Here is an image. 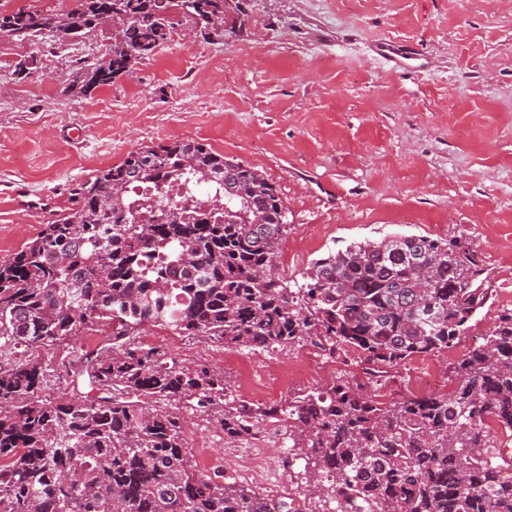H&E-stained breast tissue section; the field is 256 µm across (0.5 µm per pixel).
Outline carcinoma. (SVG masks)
<instances>
[{
  "instance_id": "obj_1",
  "label": "carcinoma",
  "mask_w": 512,
  "mask_h": 512,
  "mask_svg": "<svg viewBox=\"0 0 512 512\" xmlns=\"http://www.w3.org/2000/svg\"><path fill=\"white\" fill-rule=\"evenodd\" d=\"M174 14L199 18L212 42L247 22L246 0H77L0 19L34 44L110 19L108 55L71 87L86 96L163 45ZM147 215L156 223H140ZM287 232L265 173L195 140L143 145L79 184L0 262V512H292L197 469L156 400H191L231 437L288 417L292 451L311 465L306 495L331 491L338 512H512V459L485 427L512 433V310L453 367L448 394L389 403L341 380L286 407L236 405L224 374L135 343L156 326L226 347L353 348L374 377L451 347L493 295L472 245L406 234L331 250L292 287L275 266ZM99 323L112 342L65 365L97 394L44 396L49 368L30 351Z\"/></svg>"
}]
</instances>
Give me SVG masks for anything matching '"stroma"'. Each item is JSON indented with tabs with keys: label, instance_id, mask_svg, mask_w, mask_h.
I'll use <instances>...</instances> for the list:
<instances>
[{
	"label": "stroma",
	"instance_id": "stroma-1",
	"mask_svg": "<svg viewBox=\"0 0 512 512\" xmlns=\"http://www.w3.org/2000/svg\"><path fill=\"white\" fill-rule=\"evenodd\" d=\"M243 33L230 43L169 40L131 75L82 96L67 87L106 53L111 29L51 44L18 43L0 62V261L36 238L68 205L71 189L120 164L143 144L193 139L263 170L290 225L275 263L302 284L328 251L390 233L473 244L495 291L466 336L448 350L411 357L370 384L344 356L315 367L318 347L231 348L158 327L138 336L229 382L228 399L283 404L345 379L383 401L418 396L414 373L452 387V370L501 311L512 310V0H247ZM413 44L401 70L376 41ZM35 56L27 75L16 61ZM307 372L292 377L290 365ZM180 418L197 469L260 490L225 455L212 417L185 402ZM288 437L271 438L272 481L306 486Z\"/></svg>",
	"mask_w": 512,
	"mask_h": 512
}]
</instances>
